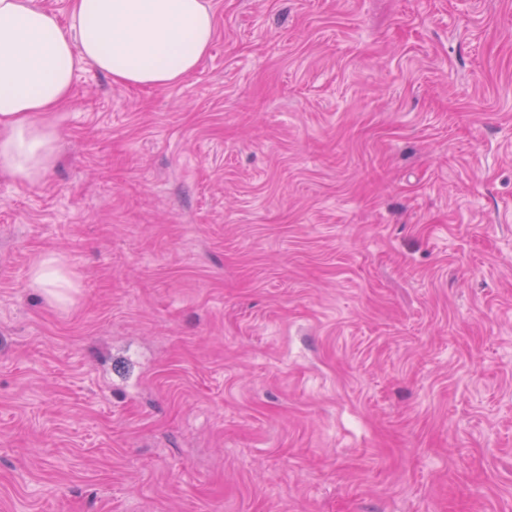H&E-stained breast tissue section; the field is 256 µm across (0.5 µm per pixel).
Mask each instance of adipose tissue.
Instances as JSON below:
<instances>
[{
    "label": "adipose tissue",
    "instance_id": "1",
    "mask_svg": "<svg viewBox=\"0 0 512 512\" xmlns=\"http://www.w3.org/2000/svg\"><path fill=\"white\" fill-rule=\"evenodd\" d=\"M214 34L208 0H69L64 19L40 0H0V172L41 184L80 66L165 87L197 69Z\"/></svg>",
    "mask_w": 512,
    "mask_h": 512
}]
</instances>
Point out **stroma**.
<instances>
[{
  "instance_id": "1",
  "label": "stroma",
  "mask_w": 512,
  "mask_h": 512,
  "mask_svg": "<svg viewBox=\"0 0 512 512\" xmlns=\"http://www.w3.org/2000/svg\"><path fill=\"white\" fill-rule=\"evenodd\" d=\"M208 2L0 175V512H512V0ZM32 285L43 288L56 300H64L65 295L57 288H74V282L57 256L44 258L32 271Z\"/></svg>"
}]
</instances>
